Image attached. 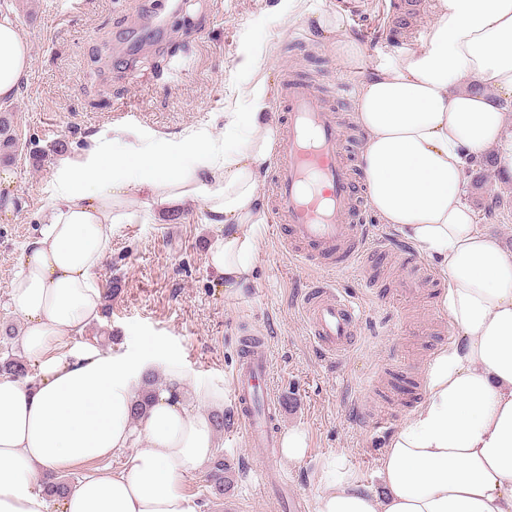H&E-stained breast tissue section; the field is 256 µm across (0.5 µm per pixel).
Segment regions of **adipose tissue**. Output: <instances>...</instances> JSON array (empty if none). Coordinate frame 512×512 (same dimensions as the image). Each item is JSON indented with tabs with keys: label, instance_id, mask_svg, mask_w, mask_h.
Listing matches in <instances>:
<instances>
[{
	"label": "adipose tissue",
	"instance_id": "1",
	"mask_svg": "<svg viewBox=\"0 0 512 512\" xmlns=\"http://www.w3.org/2000/svg\"><path fill=\"white\" fill-rule=\"evenodd\" d=\"M418 37L369 56L346 38L340 13L320 16L338 35L337 58L356 76L361 165L380 223L411 242L447 283L442 312L457 339L430 358L424 398L389 439L379 488L358 482L342 457L326 463L316 512H512V252L482 233L463 200L471 161L495 154L512 176V0H433ZM32 66L28 43L0 14V101ZM121 129L82 156L60 157L37 234L21 252L6 298L24 321L15 342L33 375L0 376V512H50L47 470L124 457L118 470L83 477L61 512H196L182 490L215 456L210 410L220 389L195 395L170 363L152 405L132 416L127 364L71 339L101 317L94 273L118 225L142 200L163 222L201 203L214 231L205 261L225 287L253 283L266 224L262 177L279 145L268 89L255 84L224 134L191 126L139 154L117 153Z\"/></svg>",
	"mask_w": 512,
	"mask_h": 512
}]
</instances>
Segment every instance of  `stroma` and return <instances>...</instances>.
<instances>
[{
    "instance_id": "35a3bbf8",
    "label": "stroma",
    "mask_w": 512,
    "mask_h": 512,
    "mask_svg": "<svg viewBox=\"0 0 512 512\" xmlns=\"http://www.w3.org/2000/svg\"><path fill=\"white\" fill-rule=\"evenodd\" d=\"M429 7L430 0H420L413 13L387 18L374 8L350 11L347 34L415 33ZM339 9L337 0H0L33 59L24 89L0 102V112L13 115L17 140L8 185L17 203L0 212V324L23 326L4 301L20 253L39 227L44 189L59 157L79 156L91 140L111 139L117 124L125 129L116 145L124 153L153 149L158 138L192 125L208 123L223 135V114L243 111L257 81L275 89L288 68L337 104L334 88L347 73L336 57L335 35L320 31L315 18ZM130 111L135 120L122 121L121 113ZM468 171L483 172L489 193L502 199L491 212L475 206L477 224L512 250V181L476 161ZM203 219L202 208L190 203L166 224L143 214L120 225L94 275L101 289L116 281L120 290L97 331L74 337V344H94L116 360L140 357L145 344H154L160 350L155 378H164L169 361L179 362L188 392L223 389V410L231 413L238 339L249 330L266 334L281 427H299L309 436L306 456L283 465L290 490L316 502L323 466L334 455L362 483L376 485L389 437L369 424L383 404L372 384L389 368L396 379L423 381L441 340L425 343L413 331L423 323L450 330L438 305L440 288L420 301L397 296L396 260H376L377 295L361 300L356 344L341 361L327 360L311 343L297 302L306 286L331 278L360 290L357 269L332 274L299 264L279 242L281 227L270 221L260 237L254 284L229 289L205 265ZM216 440L233 464V485L224 497L207 498L201 493L205 474L187 477L184 492L198 512H274L257 477L264 459L249 450L244 431L233 426Z\"/></svg>"
}]
</instances>
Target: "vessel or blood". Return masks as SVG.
<instances>
[{
  "instance_id": "vessel-or-blood-1",
  "label": "vessel or blood",
  "mask_w": 512,
  "mask_h": 512,
  "mask_svg": "<svg viewBox=\"0 0 512 512\" xmlns=\"http://www.w3.org/2000/svg\"><path fill=\"white\" fill-rule=\"evenodd\" d=\"M278 99L285 113L273 180V212L288 237V250L301 263L328 270L366 267L370 257L386 254L367 218V199L345 149L346 137L336 110L318 96L314 85L297 74H284ZM396 256L403 274L397 291L416 300L433 288L435 279L405 248ZM302 312L311 338L327 359L350 349L359 325L358 297L325 281L309 289ZM270 345L267 337L241 339L234 370L237 421L251 446L262 449L266 464L260 483L285 497L289 512H309L307 500L289 493L288 477L278 467L280 410L268 388Z\"/></svg>"
}]
</instances>
